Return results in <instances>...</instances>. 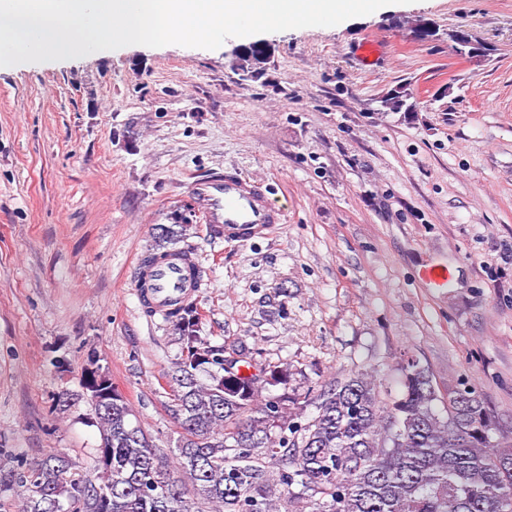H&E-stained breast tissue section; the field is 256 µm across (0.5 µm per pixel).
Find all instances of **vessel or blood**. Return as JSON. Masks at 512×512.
Here are the masks:
<instances>
[{
    "instance_id": "vessel-or-blood-1",
    "label": "vessel or blood",
    "mask_w": 512,
    "mask_h": 512,
    "mask_svg": "<svg viewBox=\"0 0 512 512\" xmlns=\"http://www.w3.org/2000/svg\"><path fill=\"white\" fill-rule=\"evenodd\" d=\"M194 202L218 238L245 242L283 223L285 211L268 196L262 184L239 174L196 179ZM134 280L143 303L155 312L177 308L202 285L200 267L191 257H169L149 267H138Z\"/></svg>"
}]
</instances>
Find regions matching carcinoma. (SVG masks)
Masks as SVG:
<instances>
[{
  "label": "carcinoma",
  "mask_w": 512,
  "mask_h": 512,
  "mask_svg": "<svg viewBox=\"0 0 512 512\" xmlns=\"http://www.w3.org/2000/svg\"><path fill=\"white\" fill-rule=\"evenodd\" d=\"M191 227L186 216L156 225L143 262L192 251L180 247ZM163 319L179 344L162 374L176 446L154 444L130 402L108 396L110 376L86 370L81 392L54 396L53 407L90 405L92 462L15 458L0 512H512V431L475 389L443 400L410 358L393 393L355 372L302 405L265 394L288 386V364L256 367L204 340L195 300ZM229 351L242 361L231 373Z\"/></svg>",
  "instance_id": "cac0c4a2"
}]
</instances>
